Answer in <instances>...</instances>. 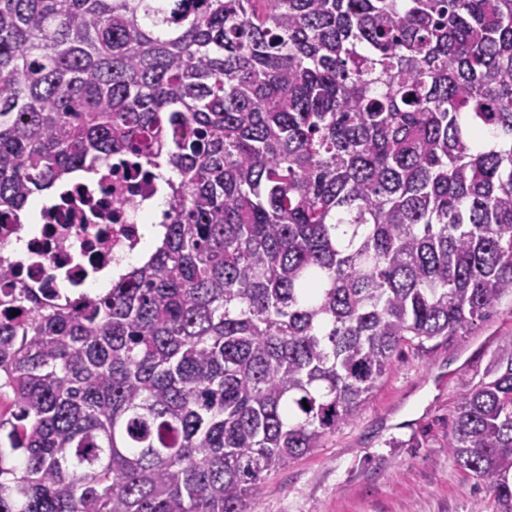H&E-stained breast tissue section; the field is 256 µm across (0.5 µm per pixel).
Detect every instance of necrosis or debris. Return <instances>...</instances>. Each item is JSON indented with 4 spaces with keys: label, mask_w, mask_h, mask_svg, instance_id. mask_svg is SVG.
Here are the masks:
<instances>
[{
    "label": "necrosis or debris",
    "mask_w": 512,
    "mask_h": 512,
    "mask_svg": "<svg viewBox=\"0 0 512 512\" xmlns=\"http://www.w3.org/2000/svg\"><path fill=\"white\" fill-rule=\"evenodd\" d=\"M158 191L153 171L131 169L129 159L117 157L96 166L93 178L72 179L38 223L1 224L0 256L9 259L15 285L78 291L119 269L139 254L143 211Z\"/></svg>",
    "instance_id": "4bbe7bcc"
}]
</instances>
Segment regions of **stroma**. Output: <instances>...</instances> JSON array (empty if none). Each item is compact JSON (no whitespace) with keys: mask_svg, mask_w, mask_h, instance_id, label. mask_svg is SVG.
<instances>
[{"mask_svg":"<svg viewBox=\"0 0 512 512\" xmlns=\"http://www.w3.org/2000/svg\"><path fill=\"white\" fill-rule=\"evenodd\" d=\"M512 340V302L470 333L403 346L354 420L268 474L257 512H473L484 482L446 448L457 403Z\"/></svg>","mask_w":512,"mask_h":512,"instance_id":"35a3bbf8","label":"stroma"}]
</instances>
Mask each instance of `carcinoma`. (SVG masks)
Listing matches in <instances>:
<instances>
[{"mask_svg": "<svg viewBox=\"0 0 512 512\" xmlns=\"http://www.w3.org/2000/svg\"><path fill=\"white\" fill-rule=\"evenodd\" d=\"M128 152L177 179L112 288L0 265V512H255L512 299V0H0V216ZM447 448L512 512V342Z\"/></svg>", "mask_w": 512, "mask_h": 512, "instance_id": "carcinoma-1", "label": "carcinoma"}]
</instances>
